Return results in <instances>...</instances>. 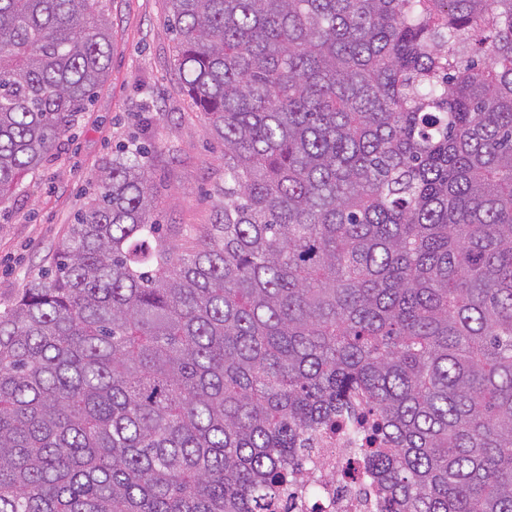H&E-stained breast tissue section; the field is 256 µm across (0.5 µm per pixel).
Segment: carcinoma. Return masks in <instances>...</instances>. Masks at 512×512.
Wrapping results in <instances>:
<instances>
[{
  "instance_id": "carcinoma-1",
  "label": "carcinoma",
  "mask_w": 512,
  "mask_h": 512,
  "mask_svg": "<svg viewBox=\"0 0 512 512\" xmlns=\"http://www.w3.org/2000/svg\"><path fill=\"white\" fill-rule=\"evenodd\" d=\"M224 206L118 151L0 312V512H271L321 433L379 512H512V0H167ZM104 0H0V202L92 105Z\"/></svg>"
}]
</instances>
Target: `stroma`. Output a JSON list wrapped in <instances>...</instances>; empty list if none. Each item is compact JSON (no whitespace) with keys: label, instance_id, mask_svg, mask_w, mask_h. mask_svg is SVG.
Masks as SVG:
<instances>
[{"label":"stroma","instance_id":"1","mask_svg":"<svg viewBox=\"0 0 512 512\" xmlns=\"http://www.w3.org/2000/svg\"><path fill=\"white\" fill-rule=\"evenodd\" d=\"M112 64L88 112L51 158L0 204V310L41 274L48 257L97 189L119 147H152L156 217L189 229L208 224L224 199V147L184 94L166 0H106Z\"/></svg>","mask_w":512,"mask_h":512}]
</instances>
